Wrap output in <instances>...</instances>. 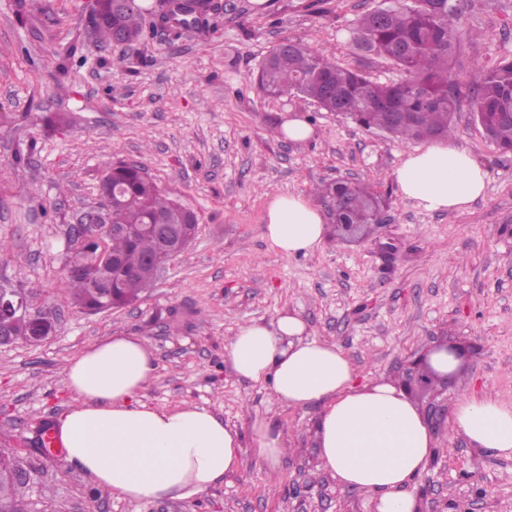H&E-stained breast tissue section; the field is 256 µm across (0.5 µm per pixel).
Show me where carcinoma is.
Masks as SVG:
<instances>
[{
  "label": "carcinoma",
  "mask_w": 512,
  "mask_h": 512,
  "mask_svg": "<svg viewBox=\"0 0 512 512\" xmlns=\"http://www.w3.org/2000/svg\"><path fill=\"white\" fill-rule=\"evenodd\" d=\"M144 7L139 0L117 6L114 0H97L88 26L97 42H112L114 29L125 32L136 43L153 38L146 27ZM225 9L204 0L201 19L218 25ZM462 23V12L448 0H389L385 7L363 14L356 21L353 44L360 50L393 61L405 73L404 80L387 85L374 81L335 60L321 55L300 40L276 46L263 60L258 86L274 96H299L317 103L328 112L351 115L366 128L383 130L403 142L446 138L455 133L453 115L458 110L459 92L448 71ZM472 110L486 136L503 152H512V57L494 66H476L472 85ZM103 179L117 191L105 211L107 224H148L162 217L169 224H190L191 210L167 195L139 165L117 163ZM318 197L328 206L333 224H359L365 235L374 233L381 208L380 199L368 188L343 181L323 183ZM111 254L118 258L116 292L95 293L89 287L97 274L94 257L98 243L82 248L84 272L68 279L74 306L109 310L138 300L150 290L157 275L145 266L155 253L156 241L144 234L135 238L111 237ZM22 485L7 472L0 473V512H11L21 503Z\"/></svg>",
  "instance_id": "1"
}]
</instances>
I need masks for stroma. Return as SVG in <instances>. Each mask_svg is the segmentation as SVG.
Returning a JSON list of instances; mask_svg holds the SVG:
<instances>
[{
	"label": "stroma",
	"mask_w": 512,
	"mask_h": 512,
	"mask_svg": "<svg viewBox=\"0 0 512 512\" xmlns=\"http://www.w3.org/2000/svg\"><path fill=\"white\" fill-rule=\"evenodd\" d=\"M18 21L0 0V284L49 308L54 334L38 345L0 347V446L29 473V512H373L368 494L343 488L318 467L315 408L280 404L268 386L237 377L224 347L239 325L297 313L312 336L340 345L360 378L402 381L440 344L468 349L455 375L410 388L430 420L437 451L417 483L419 512H512V459L474 448L452 428L466 389H487L512 405V154L485 136L470 104L475 64L512 56V0H449L463 12L450 74L461 89L456 135L488 174L483 197L453 213L424 211L403 198L393 171L416 149L384 132L290 97H270L255 79L282 39H298L338 64L382 82L402 80L392 61L352 44V28L382 0H229L219 26L159 33L132 47H108L79 27L83 0H52L53 12ZM81 52L58 77L60 49ZM68 113L69 125L42 118ZM314 139L286 140L289 116ZM35 142L25 163L18 147ZM116 161L145 167L159 186L193 209L198 233L169 261L154 288L132 305L87 313L68 300L64 269L73 219L98 203V185ZM370 185L383 200L380 223L360 240L326 236L313 253L286 258L264 237L266 205L277 195L312 197L320 182ZM38 188L29 200V188ZM122 333L145 338L156 371L140 393L153 406L211 409L249 434L255 419L278 421L288 439L277 468L251 444L223 485L185 499L132 501L92 483L63 449L43 451V421L72 403L70 360ZM54 493L44 496V486Z\"/></svg>",
	"instance_id": "obj_1"
}]
</instances>
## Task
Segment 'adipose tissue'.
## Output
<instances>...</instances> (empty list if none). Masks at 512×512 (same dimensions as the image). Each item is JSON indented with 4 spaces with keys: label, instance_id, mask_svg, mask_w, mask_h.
Returning <instances> with one entry per match:
<instances>
[{
    "label": "adipose tissue",
    "instance_id": "obj_1",
    "mask_svg": "<svg viewBox=\"0 0 512 512\" xmlns=\"http://www.w3.org/2000/svg\"><path fill=\"white\" fill-rule=\"evenodd\" d=\"M393 178L417 207L443 213L481 198L487 172L453 137L404 152ZM325 231L321 210L304 196H276L267 205L264 237L282 256L314 251ZM225 351L238 377L269 386L284 405L316 408L320 469L369 494L374 512H417L416 480L434 458L436 440L400 385L359 381L341 347L311 336L292 312L240 325ZM154 372V354L139 336L105 337L72 359L65 384L77 404L56 428L67 460L129 500L188 497L222 484L239 468L241 434L202 406L142 402ZM452 426L474 447L512 459V405L490 392H464ZM251 441L262 463L279 465L287 437L276 421H254Z\"/></svg>",
    "mask_w": 512,
    "mask_h": 512
}]
</instances>
